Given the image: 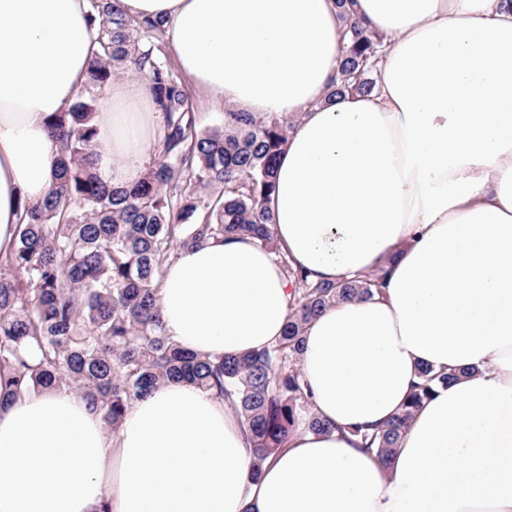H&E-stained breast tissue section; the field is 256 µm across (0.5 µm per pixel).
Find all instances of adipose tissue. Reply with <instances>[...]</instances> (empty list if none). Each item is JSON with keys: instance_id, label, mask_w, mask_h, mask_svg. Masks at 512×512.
<instances>
[{"instance_id": "1", "label": "adipose tissue", "mask_w": 512, "mask_h": 512, "mask_svg": "<svg viewBox=\"0 0 512 512\" xmlns=\"http://www.w3.org/2000/svg\"><path fill=\"white\" fill-rule=\"evenodd\" d=\"M160 19L210 101L293 120L269 208L309 281L386 268L383 297L327 306L300 367L326 432L302 430L252 479L242 420L169 383L118 434L67 389L0 403V512H512V0H356L388 36L378 86L331 97L336 0H120ZM87 0H0V254L56 178L49 134L86 79ZM109 185L143 177L165 116L113 76L93 119ZM293 286L250 239L178 250L166 336L213 356L275 343ZM476 367L438 387L389 462L351 425L398 414L418 364Z\"/></svg>"}]
</instances>
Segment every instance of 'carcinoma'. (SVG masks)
Segmentation results:
<instances>
[{
  "instance_id": "obj_1",
  "label": "carcinoma",
  "mask_w": 512,
  "mask_h": 512,
  "mask_svg": "<svg viewBox=\"0 0 512 512\" xmlns=\"http://www.w3.org/2000/svg\"><path fill=\"white\" fill-rule=\"evenodd\" d=\"M336 2L346 28L332 96L369 94L375 82L364 72L382 36L354 17V0ZM89 4L94 50L87 77L72 106L49 125L58 179L43 202L25 206L13 249L0 257V400L24 389L68 388L115 432L133 402L183 380L243 419L258 479L267 458L300 427L325 430L300 368L308 323L339 300L382 293L383 276L307 281L280 252L268 208L292 122L227 108L222 125L203 128L164 50L163 22L129 19L118 0ZM127 72L150 85L166 130L161 157L143 178L112 188L95 167L92 121L112 76ZM232 236L250 237L276 254L296 286L284 335L242 355L187 352L161 329L157 293L166 264L181 248ZM459 376L455 368L421 366L398 415L372 431H347L385 463L435 388Z\"/></svg>"
}]
</instances>
